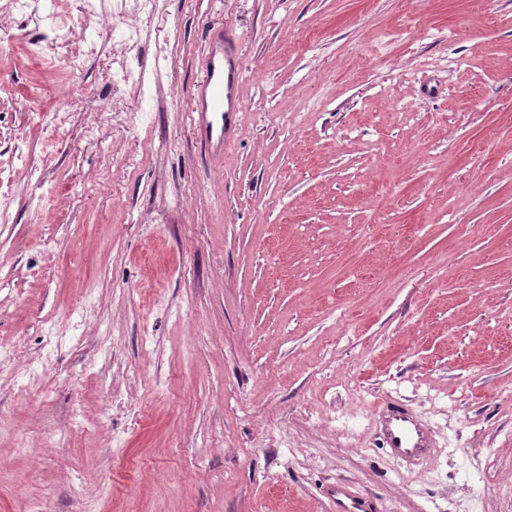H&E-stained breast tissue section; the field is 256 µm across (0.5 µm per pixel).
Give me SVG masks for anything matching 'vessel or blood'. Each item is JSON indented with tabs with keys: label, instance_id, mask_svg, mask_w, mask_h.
I'll return each instance as SVG.
<instances>
[{
	"label": "vessel or blood",
	"instance_id": "1",
	"mask_svg": "<svg viewBox=\"0 0 512 512\" xmlns=\"http://www.w3.org/2000/svg\"><path fill=\"white\" fill-rule=\"evenodd\" d=\"M216 41L224 51L210 54L204 63V77L194 95V127L205 145L208 157L224 152L225 130L231 113L239 111L238 89L244 75L235 36L217 32ZM380 434L393 459L409 463L422 457L430 446L428 430L408 409L387 404L380 414ZM336 512H376L366 501L352 496L344 487H337L334 498Z\"/></svg>",
	"mask_w": 512,
	"mask_h": 512
}]
</instances>
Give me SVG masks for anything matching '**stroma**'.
Returning a JSON list of instances; mask_svg holds the SVG:
<instances>
[{
  "instance_id": "1",
  "label": "stroma",
  "mask_w": 512,
  "mask_h": 512,
  "mask_svg": "<svg viewBox=\"0 0 512 512\" xmlns=\"http://www.w3.org/2000/svg\"><path fill=\"white\" fill-rule=\"evenodd\" d=\"M86 22L74 70L0 0V512H334L339 484L512 512V0ZM224 28L241 129L211 161ZM389 401L419 464L382 442ZM212 40L224 42V53L212 52L204 63V77L196 87L194 127L205 145V153L214 158L224 153L225 130L232 112H241L237 99L244 75L239 44L229 32H217ZM223 46L221 45V49ZM380 434L393 459L409 463L422 457L430 448L428 430L408 409L386 404L380 414Z\"/></svg>"
}]
</instances>
